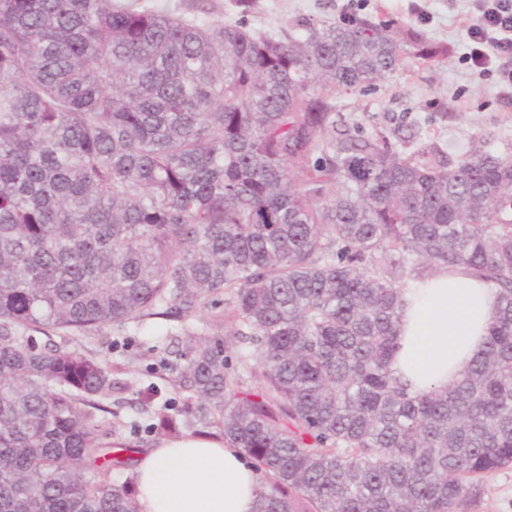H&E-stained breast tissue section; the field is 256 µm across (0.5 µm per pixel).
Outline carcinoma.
<instances>
[{
    "mask_svg": "<svg viewBox=\"0 0 512 512\" xmlns=\"http://www.w3.org/2000/svg\"><path fill=\"white\" fill-rule=\"evenodd\" d=\"M207 14L0 0V512H138L100 442L121 367L53 337L204 312L150 373L252 460L254 512H465L512 466V152L338 127L339 89L444 55L411 30ZM425 268L484 279L495 318L456 382L412 392L392 362ZM160 395L149 432L179 424Z\"/></svg>",
    "mask_w": 512,
    "mask_h": 512,
    "instance_id": "obj_1",
    "label": "carcinoma"
}]
</instances>
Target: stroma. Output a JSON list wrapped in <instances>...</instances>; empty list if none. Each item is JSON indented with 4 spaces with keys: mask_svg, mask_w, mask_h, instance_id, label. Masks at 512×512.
Here are the masks:
<instances>
[{
    "mask_svg": "<svg viewBox=\"0 0 512 512\" xmlns=\"http://www.w3.org/2000/svg\"><path fill=\"white\" fill-rule=\"evenodd\" d=\"M145 2L178 15L196 14L204 6L213 20L224 24L244 21L278 35L291 32L298 20L336 23L347 12L395 19L426 40L445 45L448 54L432 66L407 61L370 89L338 92L336 101L345 126L365 134H383L407 154L428 142L453 160L478 138L498 149L512 144V92L495 78L469 69L462 60L472 22L468 0H255V8L248 12L240 0H207L203 5L198 0ZM64 343L123 368L118 377L122 388L113 393L111 411L102 417V441L123 439L144 451L155 447L159 434L131 429L130 422L142 417L139 392L150 381L151 347L166 346L178 352L181 342L148 322L133 336L126 328L108 325L91 337L65 336ZM467 512H512V467L485 478Z\"/></svg>",
    "mask_w": 512,
    "mask_h": 512,
    "instance_id": "1",
    "label": "stroma"
}]
</instances>
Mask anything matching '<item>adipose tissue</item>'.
<instances>
[{"label":"adipose tissue","mask_w":512,"mask_h":512,"mask_svg":"<svg viewBox=\"0 0 512 512\" xmlns=\"http://www.w3.org/2000/svg\"><path fill=\"white\" fill-rule=\"evenodd\" d=\"M492 292L440 271L409 289L393 367L413 388L445 387L486 342ZM138 512H254L259 476L239 449L200 436L164 438L139 455Z\"/></svg>","instance_id":"obj_1"}]
</instances>
